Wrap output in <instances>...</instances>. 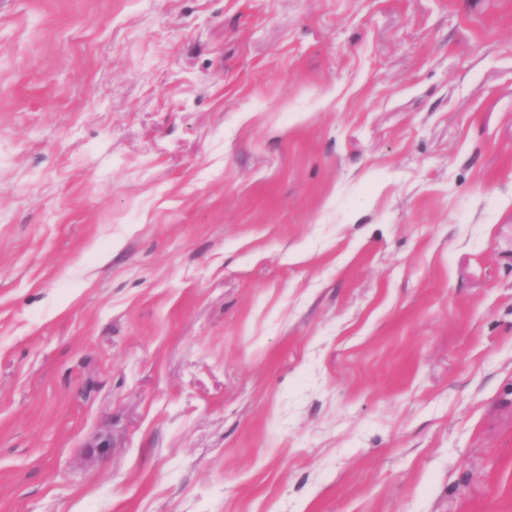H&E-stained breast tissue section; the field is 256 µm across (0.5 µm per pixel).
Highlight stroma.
<instances>
[{
  "mask_svg": "<svg viewBox=\"0 0 512 512\" xmlns=\"http://www.w3.org/2000/svg\"><path fill=\"white\" fill-rule=\"evenodd\" d=\"M0 512H512V0H0Z\"/></svg>",
  "mask_w": 512,
  "mask_h": 512,
  "instance_id": "1",
  "label": "stroma"
}]
</instances>
